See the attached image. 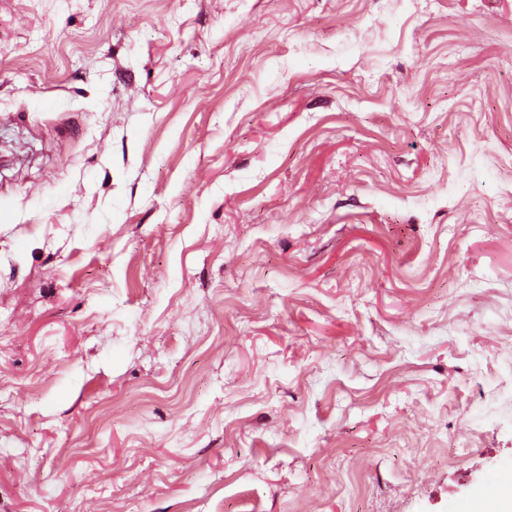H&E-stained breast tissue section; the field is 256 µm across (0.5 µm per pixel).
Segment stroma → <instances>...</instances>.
Instances as JSON below:
<instances>
[{
  "mask_svg": "<svg viewBox=\"0 0 512 512\" xmlns=\"http://www.w3.org/2000/svg\"><path fill=\"white\" fill-rule=\"evenodd\" d=\"M510 474L512 0H0V512Z\"/></svg>",
  "mask_w": 512,
  "mask_h": 512,
  "instance_id": "35a3bbf8",
  "label": "stroma"
}]
</instances>
